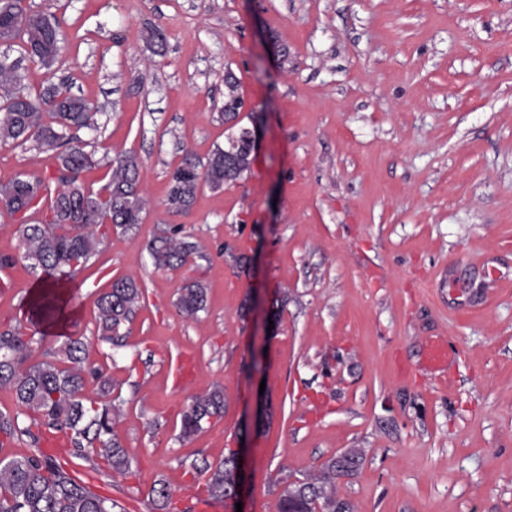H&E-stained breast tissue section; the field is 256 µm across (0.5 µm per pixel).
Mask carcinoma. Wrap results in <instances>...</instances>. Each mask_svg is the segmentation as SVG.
<instances>
[{
  "label": "carcinoma",
  "mask_w": 512,
  "mask_h": 512,
  "mask_svg": "<svg viewBox=\"0 0 512 512\" xmlns=\"http://www.w3.org/2000/svg\"><path fill=\"white\" fill-rule=\"evenodd\" d=\"M0 41L19 47L17 62L0 61V143H31L62 172L54 189L36 173L0 186V210L11 215L33 199L38 200L33 212L47 206L46 221H25L16 232L22 243L20 259L50 277L33 299L32 315L52 319L63 305L57 279L88 263L99 244L100 228L109 224L128 232L142 223L139 162L132 154H120L109 162L107 184L96 192L86 188L80 176L98 161L69 132L95 124L91 104L72 92L68 76L36 91L24 84L26 61L51 73L62 69L59 22L33 10L25 0H0ZM240 103L237 86L229 85L224 119H235ZM248 169L229 164L219 146L202 166L186 159L171 174L165 205L172 212L187 211L202 185L220 189ZM148 248L155 265L169 269L183 267L199 251L197 242L167 235L153 238ZM144 300L145 291L136 279H113L97 300L98 339L111 347L123 345L125 328ZM206 301L207 288L197 280L181 288L176 307L180 315L195 318L206 310ZM44 343L45 337L26 332L21 323L0 331V388H9L17 405L13 413L0 411V450L24 438L32 446L21 457L0 456V512H129L41 448L44 434L61 433L67 438V456L88 462L94 472L116 480L133 474V460L116 433L122 409L112 400L106 370L88 363L87 344L79 339L68 338L49 349ZM37 350L42 359L34 361ZM223 417L224 388L216 385L187 405L180 437L189 439ZM361 459L352 452L341 464L327 460L318 474L285 488L279 512H336L338 507L353 512L348 501L336 502V477L355 472ZM189 474L207 498L224 502L237 478L234 456L230 453L216 464L193 462ZM148 499L154 512H171L173 493L166 481L157 480Z\"/></svg>",
  "instance_id": "cac0c4a2"
}]
</instances>
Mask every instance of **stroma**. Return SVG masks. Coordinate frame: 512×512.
Segmentation results:
<instances>
[{"label": "stroma", "mask_w": 512, "mask_h": 512, "mask_svg": "<svg viewBox=\"0 0 512 512\" xmlns=\"http://www.w3.org/2000/svg\"><path fill=\"white\" fill-rule=\"evenodd\" d=\"M28 2L59 20L64 72L97 107L77 133L100 161L85 185L116 155L141 164L142 224L102 226L65 285L67 333L108 366L135 470L97 492L151 512L155 481L242 446L245 512H279L288 482L356 448L360 469L336 481L353 512H512V0ZM229 72L250 168L169 212L171 171L228 142ZM23 172L55 174L33 145H0V184ZM19 222L0 214V257L17 259ZM163 234L198 254L155 267ZM119 275L147 295L111 350L95 314ZM43 280L18 259L0 271V330ZM190 280L209 289L194 319L174 306ZM436 336L444 380L423 366ZM216 385L223 418L180 440L185 405Z\"/></svg>", "instance_id": "stroma-1"}]
</instances>
